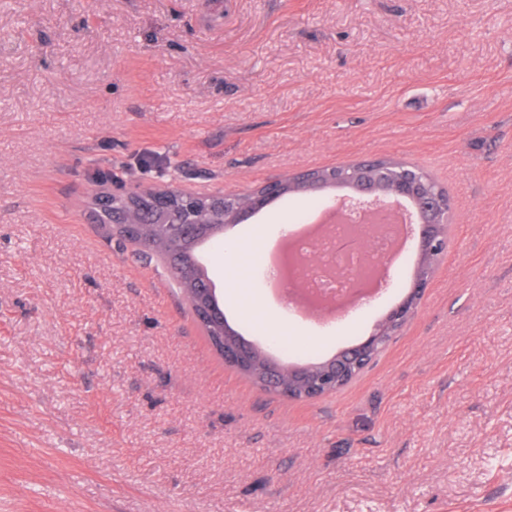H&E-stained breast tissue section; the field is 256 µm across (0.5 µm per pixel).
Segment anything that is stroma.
I'll use <instances>...</instances> for the list:
<instances>
[{
	"instance_id": "35a3bbf8",
	"label": "stroma",
	"mask_w": 512,
	"mask_h": 512,
	"mask_svg": "<svg viewBox=\"0 0 512 512\" xmlns=\"http://www.w3.org/2000/svg\"><path fill=\"white\" fill-rule=\"evenodd\" d=\"M395 157L448 192L414 317L336 393L286 400L210 346L93 194L242 192ZM331 195L198 249L262 254ZM305 321L248 288L284 364L356 345L407 294ZM0 512H512V0H0Z\"/></svg>"
}]
</instances>
